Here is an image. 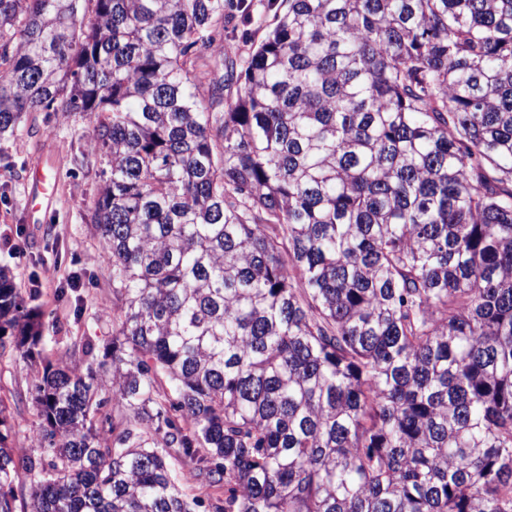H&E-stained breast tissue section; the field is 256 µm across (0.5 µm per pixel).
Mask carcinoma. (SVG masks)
<instances>
[{
	"mask_svg": "<svg viewBox=\"0 0 512 512\" xmlns=\"http://www.w3.org/2000/svg\"><path fill=\"white\" fill-rule=\"evenodd\" d=\"M84 2L0 0V133L84 112L107 166L28 512H193L176 457L213 512H512V0H283L240 74L230 0ZM42 332L0 267V352ZM182 492L189 501L199 502V506H195L196 512H212L211 503L217 498H224V486H210L206 482L190 481L181 482Z\"/></svg>",
	"mask_w": 512,
	"mask_h": 512,
	"instance_id": "obj_1",
	"label": "carcinoma"
}]
</instances>
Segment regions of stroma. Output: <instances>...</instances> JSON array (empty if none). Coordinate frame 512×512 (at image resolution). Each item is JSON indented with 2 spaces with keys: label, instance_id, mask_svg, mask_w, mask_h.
I'll list each match as a JSON object with an SVG mask.
<instances>
[{
  "label": "stroma",
  "instance_id": "obj_1",
  "mask_svg": "<svg viewBox=\"0 0 512 512\" xmlns=\"http://www.w3.org/2000/svg\"><path fill=\"white\" fill-rule=\"evenodd\" d=\"M281 0H240L224 33V45L246 63L265 36ZM33 131L0 135V266L8 267L28 306L45 314L44 353L52 362L82 364L85 345L102 353L112 340L111 270L102 257L91 214L102 185L103 160L89 148L86 114L37 112ZM46 172L55 194L45 215L33 221L26 193L36 170ZM36 370L15 355L0 356V401L11 429L8 443L18 462L38 457L43 419L33 400Z\"/></svg>",
  "mask_w": 512,
  "mask_h": 512
}]
</instances>
